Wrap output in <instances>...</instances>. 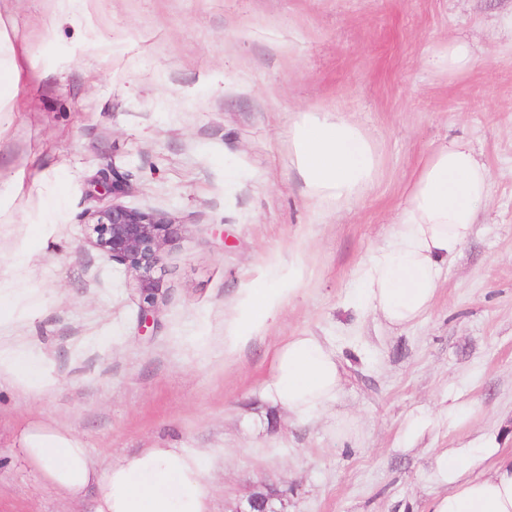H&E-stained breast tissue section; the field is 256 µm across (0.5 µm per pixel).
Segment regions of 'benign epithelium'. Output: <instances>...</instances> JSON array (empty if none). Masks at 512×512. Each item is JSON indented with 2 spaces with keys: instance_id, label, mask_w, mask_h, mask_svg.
<instances>
[{
  "instance_id": "obj_1",
  "label": "benign epithelium",
  "mask_w": 512,
  "mask_h": 512,
  "mask_svg": "<svg viewBox=\"0 0 512 512\" xmlns=\"http://www.w3.org/2000/svg\"><path fill=\"white\" fill-rule=\"evenodd\" d=\"M89 243L113 260L140 272L139 288L143 296L139 321L147 329L155 323V297L159 291L151 271L160 263L163 243L178 233V227L148 211L114 205L90 214ZM284 492L274 484L243 499L235 512H277L271 501L283 500Z\"/></svg>"
}]
</instances>
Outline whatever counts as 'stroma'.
<instances>
[{"label": "stroma", "mask_w": 512, "mask_h": 512, "mask_svg": "<svg viewBox=\"0 0 512 512\" xmlns=\"http://www.w3.org/2000/svg\"><path fill=\"white\" fill-rule=\"evenodd\" d=\"M512 0H0V286L26 289L0 341L47 386L0 380V512H91L19 451L65 430L102 464L145 448L209 458L211 512L265 483L283 512H428L436 453L477 433L512 450ZM468 40L474 69L429 58ZM340 111L379 175L312 220L288 144L298 110ZM469 138L492 171L475 232L430 311L395 328L345 311L360 260L387 240L427 156ZM116 196L94 194L113 171ZM120 204L180 230L154 271L157 323L138 325L137 272L92 247ZM43 224L47 243L28 242ZM27 244L23 264L14 252ZM306 267L304 290L248 346L229 336L246 289ZM330 338L342 389L298 424L261 396L278 345ZM465 421L438 419L449 398Z\"/></svg>", "instance_id": "1"}]
</instances>
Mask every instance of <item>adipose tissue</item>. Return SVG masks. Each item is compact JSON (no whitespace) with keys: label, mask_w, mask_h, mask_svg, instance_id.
<instances>
[{"label":"adipose tissue","mask_w":512,"mask_h":512,"mask_svg":"<svg viewBox=\"0 0 512 512\" xmlns=\"http://www.w3.org/2000/svg\"><path fill=\"white\" fill-rule=\"evenodd\" d=\"M295 170L314 211L358 201L378 174L375 149L360 127L318 107L299 110L289 130ZM490 171L471 140L436 148L415 174L390 238L369 251L355 270L346 307L378 314L405 327L431 308L441 281L474 232L488 196ZM306 279L292 262L281 288L251 289L233 336L244 346L300 292ZM33 360L0 344V378L38 389ZM342 388L338 354L329 339L301 332L275 351L262 395L295 421L319 416ZM21 451L59 492L94 491L93 512H209L204 455L184 448H147L115 465L100 466L67 431L34 428L20 437ZM446 491L428 512H512V451L480 436L464 448L436 456L431 474Z\"/></svg>","instance_id":"ef3b65f1"}]
</instances>
